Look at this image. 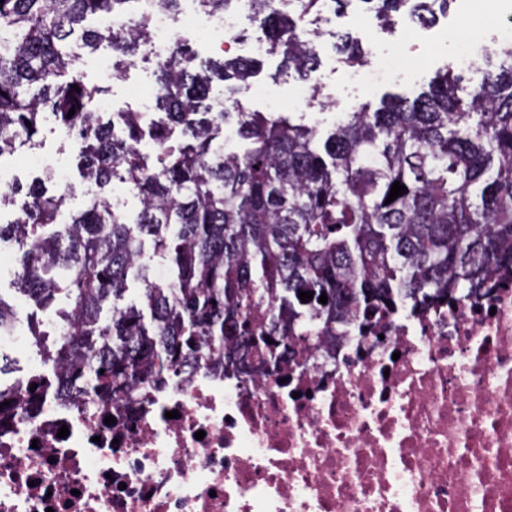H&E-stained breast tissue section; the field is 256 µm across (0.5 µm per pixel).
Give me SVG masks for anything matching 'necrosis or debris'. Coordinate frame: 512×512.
I'll return each mask as SVG.
<instances>
[{"label":"necrosis or debris","instance_id":"4bbe7bcc","mask_svg":"<svg viewBox=\"0 0 512 512\" xmlns=\"http://www.w3.org/2000/svg\"><path fill=\"white\" fill-rule=\"evenodd\" d=\"M302 355L22 405L0 422V512H512L511 274Z\"/></svg>","mask_w":512,"mask_h":512}]
</instances>
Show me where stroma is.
Returning <instances> with one entry per match:
<instances>
[{"label":"stroma","mask_w":512,"mask_h":512,"mask_svg":"<svg viewBox=\"0 0 512 512\" xmlns=\"http://www.w3.org/2000/svg\"><path fill=\"white\" fill-rule=\"evenodd\" d=\"M500 16L512 18V0H451L447 14L425 28L411 23L402 13L397 15L396 25L387 28L375 17L348 8L345 15L331 22L330 28L361 37L377 75L372 81H365L362 67L347 66L329 35L319 37L316 45L320 65L308 82L317 85L320 94L307 102L299 101L294 94L300 83L297 75L280 72V56L267 55L261 30L250 22L240 21L239 45L228 51L222 49L216 36L207 32L190 29L186 37L203 59L262 60L259 74L251 79L246 90L236 95H227L224 82L214 81L212 94L224 99L227 111L274 112L286 108L304 114L306 122L328 127L337 113L354 111L366 102L378 103L385 93L413 95L449 63L463 84L477 83L487 69L483 48L495 37L494 22ZM464 45L474 57V65L461 62L460 48ZM79 68L87 82L108 86L105 100L109 111L132 109L149 116L154 114L156 61L153 57L138 59L133 66L117 71L112 67L110 49L104 46L94 54L83 56ZM39 138L41 152L53 156L67 175L69 195L59 217L60 223L65 224L95 193L96 187L80 177L76 145L57 124L46 123Z\"/></svg>","instance_id":"35a3bbf8"}]
</instances>
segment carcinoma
Here are the masks:
<instances>
[{"mask_svg":"<svg viewBox=\"0 0 512 512\" xmlns=\"http://www.w3.org/2000/svg\"><path fill=\"white\" fill-rule=\"evenodd\" d=\"M417 22L449 0H363L388 18L410 2ZM205 14L239 0H195ZM140 0H0V159L40 146L46 115L76 132L83 178L95 184L84 209L57 224L66 194L43 171L16 180L0 203L23 196L24 217L0 223V243L20 253L16 290L54 314L47 346L39 322L27 327L53 379L0 380V416L47 393L127 398L182 364L222 360L224 374L254 363L300 361L318 345L402 308L443 305L480 290L489 268L512 270V42L486 51L494 69L470 87L451 68L414 97L365 103L324 132L296 112L213 111L215 79L247 86L256 61L201 66L187 42L157 64L156 105L108 119L89 105L108 87L89 84L75 47L112 48L113 68L133 64L151 38ZM267 52L307 78L318 65L307 24L325 0H252ZM126 21L110 37L84 29L89 15ZM343 60L364 64L358 41L339 37ZM73 116H68L70 110ZM240 139L224 151V125ZM151 153L140 148L144 137ZM117 180L139 199L133 220L105 187ZM405 193L388 203L394 182ZM168 261L156 280L144 245ZM139 301H125L131 285ZM313 298L302 302L298 292ZM327 303L319 302L321 294ZM21 318L0 294V335ZM10 405H4V402Z\"/></svg>","mask_w":512,"mask_h":512,"instance_id":"obj_1","label":"carcinoma"}]
</instances>
